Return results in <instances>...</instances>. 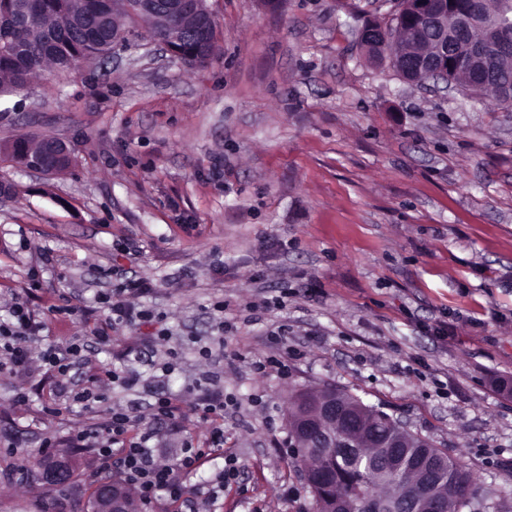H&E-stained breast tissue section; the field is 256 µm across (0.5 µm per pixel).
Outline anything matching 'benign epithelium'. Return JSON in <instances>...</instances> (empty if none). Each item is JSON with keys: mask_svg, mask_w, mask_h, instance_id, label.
Masks as SVG:
<instances>
[{"mask_svg": "<svg viewBox=\"0 0 512 512\" xmlns=\"http://www.w3.org/2000/svg\"><path fill=\"white\" fill-rule=\"evenodd\" d=\"M113 3L129 18L140 21L150 17L159 23L158 32L151 40L170 53L171 58L187 66H206L212 56L203 47L189 50L183 47L182 32L186 29L203 33L216 30L214 16L206 6V0H113ZM407 17L412 19L423 34H435L437 48L427 49L417 57L409 55L404 47L396 58L399 75L411 82L433 80L435 87L442 91L452 90L448 75L458 69L465 72L480 70L487 74L499 68L500 61L512 58V19L506 23L485 25L484 0H468V10L457 14L449 0H403ZM481 29L477 39L471 37V29ZM50 159L38 156L30 169L55 174L62 170L61 162L70 155L68 147L56 141L47 148ZM350 416L336 407L334 402L320 404L314 417L302 425L300 433L308 435L322 433L340 423H346ZM70 463L58 457L45 468L41 482L48 486L63 479Z\"/></svg>", "mask_w": 512, "mask_h": 512, "instance_id": "7a95c632", "label": "benign epithelium"}]
</instances>
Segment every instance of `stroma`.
Listing matches in <instances>:
<instances>
[{
  "label": "stroma",
  "mask_w": 512,
  "mask_h": 512,
  "mask_svg": "<svg viewBox=\"0 0 512 512\" xmlns=\"http://www.w3.org/2000/svg\"><path fill=\"white\" fill-rule=\"evenodd\" d=\"M208 6V66L145 41L0 100V320L21 298L50 340L87 345L64 390L0 373V512H82L94 459L68 435L115 408L146 417L161 392L185 419L159 425V460L220 428L224 455L197 482L243 465L195 512H316L287 417L293 393L323 385L458 459L482 512H512V112L370 63L359 34L393 0ZM22 135L66 142L72 167L16 164ZM115 268L153 283L139 303L158 322L113 327L98 295ZM101 328L117 346L92 344ZM112 369L139 384L74 401L86 372ZM214 389L228 406L200 421ZM48 436L74 462L71 493L14 476Z\"/></svg>",
  "instance_id": "1"
}]
</instances>
